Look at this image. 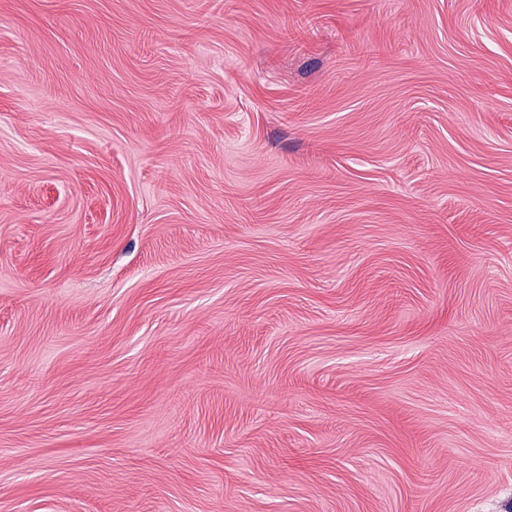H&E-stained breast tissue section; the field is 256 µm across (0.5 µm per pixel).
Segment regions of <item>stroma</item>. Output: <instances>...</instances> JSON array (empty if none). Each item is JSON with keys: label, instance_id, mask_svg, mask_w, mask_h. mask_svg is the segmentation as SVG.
Listing matches in <instances>:
<instances>
[{"label": "stroma", "instance_id": "1", "mask_svg": "<svg viewBox=\"0 0 512 512\" xmlns=\"http://www.w3.org/2000/svg\"><path fill=\"white\" fill-rule=\"evenodd\" d=\"M0 512H512V0H0Z\"/></svg>", "mask_w": 512, "mask_h": 512}]
</instances>
